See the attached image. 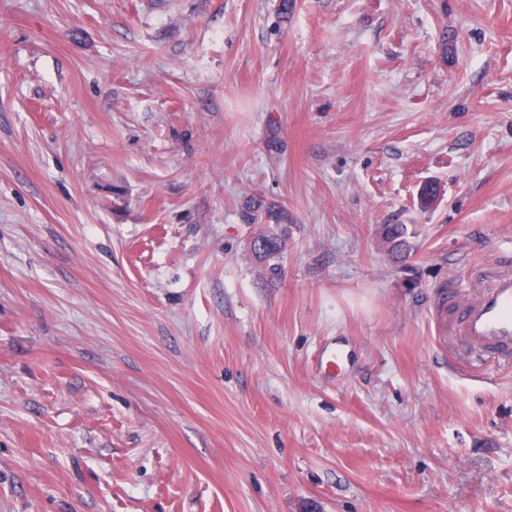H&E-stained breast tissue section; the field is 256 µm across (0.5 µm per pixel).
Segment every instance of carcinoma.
Listing matches in <instances>:
<instances>
[{"instance_id": "obj_1", "label": "carcinoma", "mask_w": 512, "mask_h": 512, "mask_svg": "<svg viewBox=\"0 0 512 512\" xmlns=\"http://www.w3.org/2000/svg\"><path fill=\"white\" fill-rule=\"evenodd\" d=\"M246 224H265L268 230L262 233L266 239L264 252L257 254L259 260L268 264L270 273L281 275L282 259L287 249L288 231L286 225L291 223V215L281 204L267 203L261 199L246 202L242 212ZM379 238L384 250L392 259L402 262L410 256L412 245L409 241L410 232L405 224H382L379 227Z\"/></svg>"}]
</instances>
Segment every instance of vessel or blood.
Segmentation results:
<instances>
[{"label":"vessel or blood","mask_w":512,"mask_h":512,"mask_svg":"<svg viewBox=\"0 0 512 512\" xmlns=\"http://www.w3.org/2000/svg\"><path fill=\"white\" fill-rule=\"evenodd\" d=\"M482 295L464 302L455 321L467 348L488 351L512 363V270L490 272Z\"/></svg>","instance_id":"1"}]
</instances>
